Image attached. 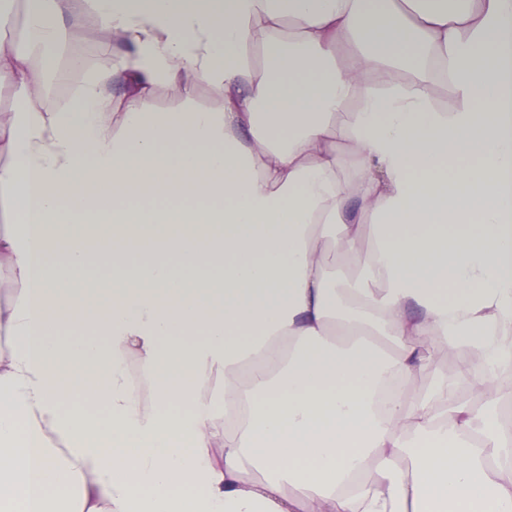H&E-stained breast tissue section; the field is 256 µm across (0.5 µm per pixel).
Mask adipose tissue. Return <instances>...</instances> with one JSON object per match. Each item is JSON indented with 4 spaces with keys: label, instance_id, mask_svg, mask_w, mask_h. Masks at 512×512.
Wrapping results in <instances>:
<instances>
[{
    "label": "adipose tissue",
    "instance_id": "1",
    "mask_svg": "<svg viewBox=\"0 0 512 512\" xmlns=\"http://www.w3.org/2000/svg\"><path fill=\"white\" fill-rule=\"evenodd\" d=\"M24 5L121 51L0 53V512H512V0ZM82 26L83 31L82 34L79 36L80 39L70 42L69 45L72 48H75L77 46H84L89 48L92 54L95 56V59L92 62L85 64L84 68L81 69V79L78 82H76L75 84H71L70 81H68L67 89H69V93L72 96L75 94L85 73L92 69L111 67L112 64L109 65V63L112 59L113 53L117 51V49L113 47L112 44L101 45L95 41L91 22H84Z\"/></svg>",
    "mask_w": 512,
    "mask_h": 512
}]
</instances>
